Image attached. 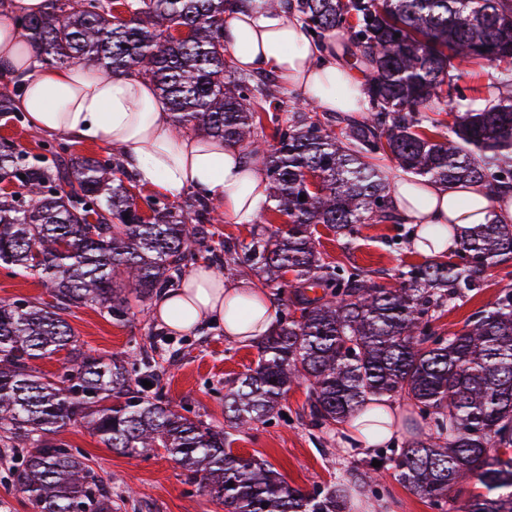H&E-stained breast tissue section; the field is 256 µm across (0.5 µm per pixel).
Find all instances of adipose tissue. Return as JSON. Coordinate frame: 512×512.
<instances>
[{"label": "adipose tissue", "mask_w": 512, "mask_h": 512, "mask_svg": "<svg viewBox=\"0 0 512 512\" xmlns=\"http://www.w3.org/2000/svg\"><path fill=\"white\" fill-rule=\"evenodd\" d=\"M222 40L238 70L275 71L321 110L359 114L368 109L363 69L333 54L335 39L311 40L301 22L283 9L255 0L228 16ZM0 68L19 76L16 104L33 130L106 145L136 170L141 184L171 196L201 192L240 224L252 223L269 205L262 162L246 159L239 146L178 131L167 100L149 79L83 65L46 66L6 22L0 24ZM340 84L349 91L343 100L336 97ZM390 186L395 213L416 227L410 247L424 255L430 252L423 241L425 227L444 233L452 223L512 222V198H497L485 183L448 189L397 171ZM152 316L177 332L212 324L229 341L249 343L271 330L274 305L249 275L230 278L202 263L178 287L158 294ZM371 406V412L339 426L344 448L359 457L371 455L396 434L397 404L381 397Z\"/></svg>", "instance_id": "1"}]
</instances>
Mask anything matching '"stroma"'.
<instances>
[{"label": "stroma", "instance_id": "1", "mask_svg": "<svg viewBox=\"0 0 512 512\" xmlns=\"http://www.w3.org/2000/svg\"><path fill=\"white\" fill-rule=\"evenodd\" d=\"M414 231L406 223L365 224L348 243L320 225L316 236L330 261L368 270L377 284L389 287L398 270L424 260L409 246ZM505 288L512 289V276H507L505 267L490 269L484 287L447 306L438 326L462 328L472 313L493 302ZM68 321L84 347L96 353L124 355L135 345L147 349L155 358L166 398L212 425L224 422V393L230 381L255 367L258 359L255 345L231 343L220 328L173 333L156 324L147 311L118 324L97 308L81 306L71 310ZM306 400V386L292 387L285 395L282 416L233 432L232 448L242 457L265 460L290 486L309 492L336 481L348 469L366 466L367 461L339 446L334 427L308 426L301 418ZM65 438L86 453L91 466L111 485L118 512H222L207 495L189 492L181 468L167 455L143 459L116 454L82 426L69 428Z\"/></svg>", "mask_w": 512, "mask_h": 512}]
</instances>
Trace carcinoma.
I'll use <instances>...</instances> for the list:
<instances>
[{
    "mask_svg": "<svg viewBox=\"0 0 512 512\" xmlns=\"http://www.w3.org/2000/svg\"><path fill=\"white\" fill-rule=\"evenodd\" d=\"M248 2L44 0L40 12L11 17L42 63L143 75L177 128L264 154L273 211L290 224L285 235L254 233L240 255L224 248V260L203 231L223 220L207 197L152 200L144 220L126 187L134 178L113 156L76 155L57 139L32 155L1 141L0 180L19 190L0 193V266L38 277L51 297L0 302V433L3 447L27 449L16 483L36 512H112L107 483L61 438L79 423L117 454H167L184 483L224 512H349L353 485L375 509L388 492L377 469L294 489L267 463L235 454L226 428L166 400L149 356L106 357L79 342L71 309L96 306L124 323L206 252L228 276L249 270L264 286L289 290L255 368L224 395L227 428L281 414L301 382L313 427L359 415L372 397L397 396L427 432L386 450L381 467L434 512H512V289L460 330L435 325L449 303L483 287L489 267L512 261V224L448 225L455 248L399 270L391 288L325 261L313 238L318 224L350 240L360 224L398 222L383 156L446 187L512 191V0H265L297 14L315 40L348 34L346 60L369 71L368 117H347L337 132L333 116L306 100L286 116L268 115L272 145L259 134L261 101L273 91L236 75L221 42L224 14ZM489 66L498 77L483 84ZM465 74L474 84L463 89ZM17 90L15 78L0 84L1 113L15 111ZM314 288L322 294L311 298ZM62 351L61 372L35 365ZM471 480L485 492L449 496Z\"/></svg>",
    "mask_w": 512,
    "mask_h": 512,
    "instance_id": "1",
    "label": "carcinoma"
}]
</instances>
